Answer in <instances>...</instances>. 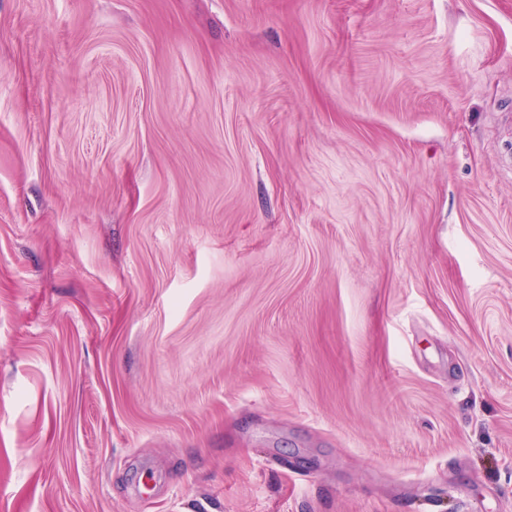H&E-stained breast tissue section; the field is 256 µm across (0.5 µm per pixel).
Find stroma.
Returning a JSON list of instances; mask_svg holds the SVG:
<instances>
[{"label": "stroma", "instance_id": "obj_1", "mask_svg": "<svg viewBox=\"0 0 512 512\" xmlns=\"http://www.w3.org/2000/svg\"><path fill=\"white\" fill-rule=\"evenodd\" d=\"M0 512H512V0H0Z\"/></svg>", "mask_w": 512, "mask_h": 512}]
</instances>
